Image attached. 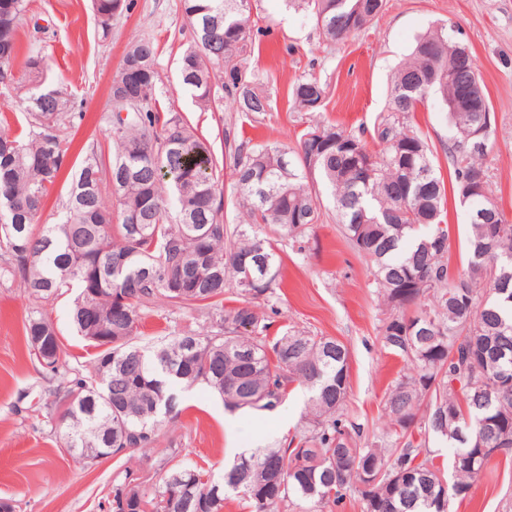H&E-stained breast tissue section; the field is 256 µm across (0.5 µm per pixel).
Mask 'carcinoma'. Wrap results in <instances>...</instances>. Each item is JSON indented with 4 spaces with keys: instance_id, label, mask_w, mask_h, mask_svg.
I'll use <instances>...</instances> for the list:
<instances>
[{
    "instance_id": "obj_1",
    "label": "carcinoma",
    "mask_w": 512,
    "mask_h": 512,
    "mask_svg": "<svg viewBox=\"0 0 512 512\" xmlns=\"http://www.w3.org/2000/svg\"><path fill=\"white\" fill-rule=\"evenodd\" d=\"M312 18L331 43L365 29L384 0H286ZM190 43L180 60L182 84L203 110L225 100L245 114L271 111L250 69L255 46L253 0H180ZM132 0H94L103 37ZM25 0H0V84H14L18 30ZM453 28L419 36L396 71L389 111L408 114L431 95L447 109L448 159L455 195L470 183L486 214L469 221L466 267L448 261L442 213L444 183L428 144L392 116L378 128L383 148L338 126L315 124L326 146L302 138L297 163L287 146L239 145L230 171L241 223H224L223 172L210 143L179 116L161 119L158 47L147 38L127 47L122 63L140 64L124 95L109 87L112 151L91 146L75 171L62 223L35 224L67 162L72 102L59 88L34 81L20 104L28 139L0 134V278L17 280L40 307L23 326L29 359L49 352L44 370L66 382L44 407L63 447L94 464L157 447L159 429L180 413L179 392L204 384L229 409L272 411L295 383L308 389L304 425L290 438L239 454L215 486L207 472L177 460L147 491L125 471L112 489L111 512H224L234 491L250 512H275L292 499L341 503L356 494L363 512H448L469 495L495 456L512 457V221L489 197L482 169L487 149L472 147L478 113L461 100L486 101L468 46ZM328 84L311 74L292 86L291 100L316 112ZM126 118L116 119L117 112ZM331 191L344 236L374 267V283L390 307L382 346L410 363L388 393L389 429L360 446L363 427L346 413L349 350L330 336L291 329L269 342L266 314L252 300L276 279L272 235L297 238L317 223L320 200L308 178ZM120 222L112 223V205ZM442 246L432 247L434 237ZM245 300L224 307V289ZM76 289L71 319L99 348L95 359L65 368L62 342L46 308ZM207 310L213 331L181 330L154 345L135 340L142 311L157 299ZM450 449L449 469L421 456L415 433Z\"/></svg>"
}]
</instances>
